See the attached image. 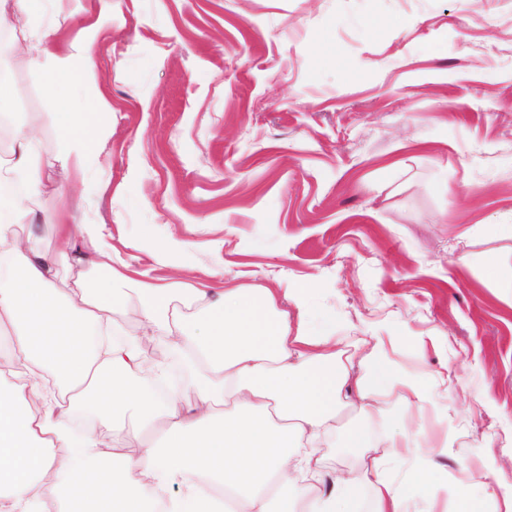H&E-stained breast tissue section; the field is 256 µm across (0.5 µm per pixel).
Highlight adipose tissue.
Returning <instances> with one entry per match:
<instances>
[{"instance_id": "obj_1", "label": "adipose tissue", "mask_w": 512, "mask_h": 512, "mask_svg": "<svg viewBox=\"0 0 512 512\" xmlns=\"http://www.w3.org/2000/svg\"><path fill=\"white\" fill-rule=\"evenodd\" d=\"M49 93L65 153L78 173L96 162L103 95L81 99L83 54H48ZM13 178L0 177V512H353L364 485L373 512H406L421 493L424 512H512V486L478 500L457 481L431 476V460L410 423L395 422L392 452L411 458L402 485L375 468L323 480L317 447L342 405L379 408L384 399L434 406L429 388L402 376L376 341L359 377L336 360V318L313 309L304 285L284 290L299 314L266 288L216 294L189 280L157 284L129 275L104 224L59 223L54 253L18 233L45 187L30 129L13 132ZM74 286L60 296V269ZM139 299V337L121 336L115 316ZM176 347L196 401L158 398L132 386L141 344ZM163 428L158 445L142 431Z\"/></svg>"}]
</instances>
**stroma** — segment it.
Masks as SVG:
<instances>
[{"mask_svg": "<svg viewBox=\"0 0 512 512\" xmlns=\"http://www.w3.org/2000/svg\"><path fill=\"white\" fill-rule=\"evenodd\" d=\"M47 47L83 45L103 91L93 171L64 176L51 77L22 26L0 44V113L37 130L51 183L28 218L108 225L143 279L312 288L339 360L368 338L440 405L435 477L512 485V0H43ZM378 17L393 27L372 30ZM447 223H440V215ZM469 264H458L459 255ZM346 407L385 456L389 416Z\"/></svg>", "mask_w": 512, "mask_h": 512, "instance_id": "1", "label": "stroma"}]
</instances>
